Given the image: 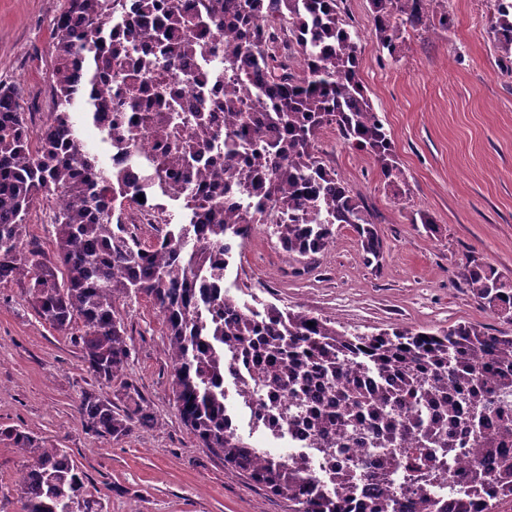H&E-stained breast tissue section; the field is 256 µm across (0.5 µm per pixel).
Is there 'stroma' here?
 Returning a JSON list of instances; mask_svg holds the SVG:
<instances>
[{
	"label": "stroma",
	"instance_id": "1",
	"mask_svg": "<svg viewBox=\"0 0 512 512\" xmlns=\"http://www.w3.org/2000/svg\"><path fill=\"white\" fill-rule=\"evenodd\" d=\"M448 29L408 31L399 60L378 49L369 0H347L359 35V78L396 150L406 201L387 189L377 164L327 130L321 157L377 215L383 267L364 265L356 233L337 228L324 252L285 253L270 225L235 252L224 286L283 310L306 311L371 333L475 323L512 335V322L483 309L462 279L475 256L512 279V73L488 35L491 0H447ZM64 0H0V80L19 84L24 108L52 76V23ZM428 211L431 234L412 223ZM311 271L298 275L297 270ZM130 348L123 377L104 384L72 336L32 308L18 282L0 284V512H20L26 457L2 430L17 429L47 448L66 449L87 475L91 512H288L248 475L226 466L183 424L169 387L168 338L143 296L120 302ZM109 401L134 419L121 438L96 435L78 406L83 395ZM149 425H139L141 414Z\"/></svg>",
	"mask_w": 512,
	"mask_h": 512
}]
</instances>
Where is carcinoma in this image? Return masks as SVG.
I'll use <instances>...</instances> for the list:
<instances>
[{
  "instance_id": "obj_1",
  "label": "carcinoma",
  "mask_w": 512,
  "mask_h": 512,
  "mask_svg": "<svg viewBox=\"0 0 512 512\" xmlns=\"http://www.w3.org/2000/svg\"><path fill=\"white\" fill-rule=\"evenodd\" d=\"M444 0H370L379 50L397 59L406 29L448 27ZM124 0H66L52 25L55 45L53 109L40 130L27 129L20 86L0 82V283L27 288L37 315L81 345L94 376L109 384L124 375L130 349L117 303L148 298L167 327L170 385L186 427L205 448L248 474L289 512H401L387 491L350 502L354 462L340 469L342 493L328 498L304 476L298 455L275 457L237 433L226 406V382L256 427L273 436L303 423L314 447L327 456L368 432L375 448H398L393 465L404 472L400 491L414 497L415 512H480L472 488L486 484L483 464L502 461L489 496L512 494V405L492 399L512 394V336L491 335L479 325L352 332L306 311L283 313L237 301L223 288L233 243L255 226L270 224L284 252L311 257L333 242L338 224L356 232L366 265L382 267L383 239L365 201L319 156L326 128L350 148L374 159L386 186L406 196L394 144L359 79L357 33L349 29L343 0H140L145 18L129 30L152 44L147 63L155 82L126 74L124 46L108 38V24L122 18ZM232 13L240 41H224V70L234 85L213 88V109L175 92L207 73L193 67L213 48L204 34L224 30ZM489 36L512 57V0H493ZM83 67H75L76 60ZM105 72L122 79L116 101L92 88ZM82 98L96 124L112 122L104 139L127 146L146 131L162 146L150 158L145 182L99 166L98 157L74 136L71 113ZM135 111L128 125L124 113ZM224 113V152L198 160L219 136L214 112ZM179 175L194 187L185 197L189 222L159 219L162 234L149 245L128 234L116 210L138 202L148 188L172 196ZM41 199L64 200L54 209L56 260L24 242L27 216ZM467 291L491 313L512 320V281L490 264L470 258L462 273ZM79 414L101 437H124L131 418L93 395ZM496 437L476 436L475 458L453 497L439 499L427 486L444 477L428 449L448 455L465 442L462 426L491 418ZM6 435L30 462L20 488L23 512H68L81 503L86 475L62 448H44L17 429Z\"/></svg>"
}]
</instances>
